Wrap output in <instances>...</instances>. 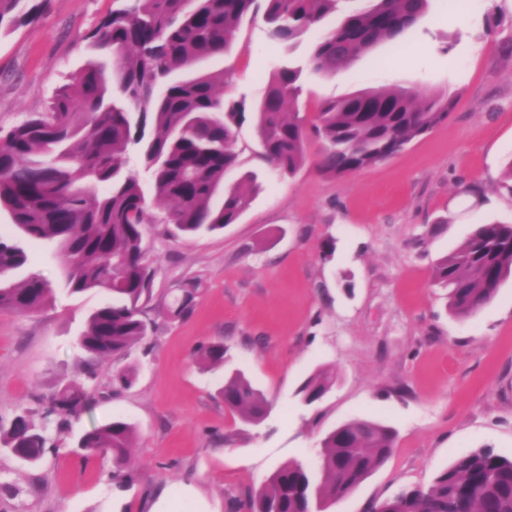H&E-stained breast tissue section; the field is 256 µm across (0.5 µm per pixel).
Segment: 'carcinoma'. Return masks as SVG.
I'll return each instance as SVG.
<instances>
[{
	"label": "carcinoma",
	"mask_w": 512,
	"mask_h": 512,
	"mask_svg": "<svg viewBox=\"0 0 512 512\" xmlns=\"http://www.w3.org/2000/svg\"><path fill=\"white\" fill-rule=\"evenodd\" d=\"M0 0V28L35 19L47 0ZM430 0H125L88 35L92 48L112 58V82L94 62L60 87L47 110L0 131V208L29 239L52 242L73 293L102 289L112 300L94 308L79 336L83 373L146 338L145 311L156 269L143 244V225L156 219L193 236L235 224L262 190L254 171L232 182L237 169L236 130L253 120L264 161L292 176L308 161L306 126L323 142L319 168L335 176L398 154L448 120L451 97H420L402 86H383L326 101L312 123L298 111L304 69L331 76L382 41L397 44L427 16ZM339 15L331 28L324 20ZM262 16L269 39L292 46L319 31L306 63L276 68L262 98L227 97L232 74L196 72L211 57L230 53L244 21ZM135 150L148 174L126 168ZM171 207L159 217L151 201ZM25 250L0 234V310L36 313L51 288L36 272L13 282L27 263ZM512 275V224H480L452 253L440 258L434 282L447 290L456 318L475 315ZM196 285L187 284L166 307L186 316ZM229 348L207 341L195 351L202 369L227 364ZM336 381L319 369L297 391L300 401H320ZM227 409L250 427L261 425L271 405L246 373L225 372L219 389ZM41 421L29 412L0 424V449L35 464L42 459L50 425L65 429L86 412L92 396L82 384L61 386L47 397ZM396 431L374 420H354L321 442L317 467H279L245 501L246 512H325L350 493L392 453ZM136 426L113 420L76 442L84 458L110 457L111 477L127 478ZM371 512H512V457L477 448L455 458L427 487L400 490Z\"/></svg>",
	"instance_id": "obj_1"
}]
</instances>
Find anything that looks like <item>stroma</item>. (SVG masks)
I'll list each match as a JSON object with an SVG mask.
<instances>
[{
    "instance_id": "stroma-1",
    "label": "stroma",
    "mask_w": 512,
    "mask_h": 512,
    "mask_svg": "<svg viewBox=\"0 0 512 512\" xmlns=\"http://www.w3.org/2000/svg\"><path fill=\"white\" fill-rule=\"evenodd\" d=\"M120 0H48L38 19L0 31V130L45 111L56 90L94 59L88 34ZM500 26L487 34V13ZM512 0H475L467 13L432 0L407 50L379 43L336 75L303 74L299 103L387 85L450 96L446 122L387 161L337 177L308 162L265 188L224 231L175 237L144 228L156 268L148 338L104 362L88 382L92 408L39 466L0 454V512H231L288 462L313 466L322 439L352 420L393 427L388 460L328 512H370L405 487H426L472 449L512 456V276L494 300L461 320L434 284L435 263L481 224L512 222ZM270 43L262 21L244 23L240 50L202 61L234 71L236 90L262 97L275 66L306 59ZM333 240L332 257L322 244ZM25 268L53 289L37 313L0 311V420L38 411L39 396L86 382L77 338L103 292L71 293L52 244L23 240ZM196 282L192 311L165 307ZM221 339L272 403L248 428L218 394L223 371H200L192 354ZM135 366L132 387L114 371ZM336 382L306 407L296 392L317 368ZM124 418L139 434L129 483L109 479V459L83 458L71 443L92 426Z\"/></svg>"
}]
</instances>
